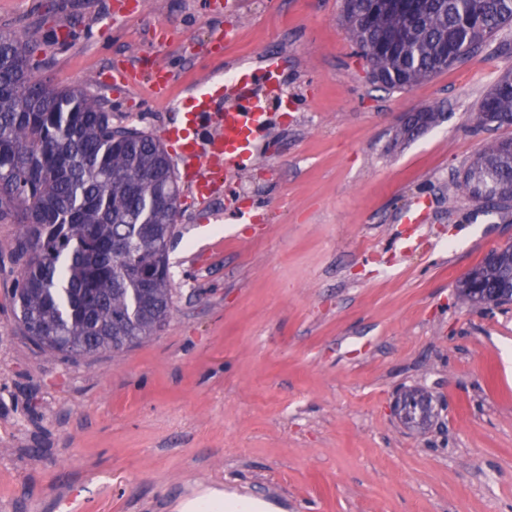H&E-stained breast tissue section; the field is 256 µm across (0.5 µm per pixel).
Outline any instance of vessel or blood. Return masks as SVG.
<instances>
[{"mask_svg":"<svg viewBox=\"0 0 512 512\" xmlns=\"http://www.w3.org/2000/svg\"><path fill=\"white\" fill-rule=\"evenodd\" d=\"M105 81L126 91L146 88L152 98L163 101L169 95L170 81L163 68L142 72L133 68L115 69ZM222 89L205 90L186 100L181 124L164 129L162 137L176 153L181 167L194 172L207 165L208 175L195 178L192 189L201 202L216 193L225 172L247 168L253 161L252 145L273 118L272 113L257 111L249 95H242L230 110L217 105Z\"/></svg>","mask_w":512,"mask_h":512,"instance_id":"1","label":"vessel or blood"}]
</instances>
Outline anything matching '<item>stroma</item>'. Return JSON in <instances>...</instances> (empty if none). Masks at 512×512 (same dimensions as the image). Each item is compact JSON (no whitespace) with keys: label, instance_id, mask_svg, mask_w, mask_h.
Wrapping results in <instances>:
<instances>
[{"label":"stroma","instance_id":"obj_1","mask_svg":"<svg viewBox=\"0 0 512 512\" xmlns=\"http://www.w3.org/2000/svg\"><path fill=\"white\" fill-rule=\"evenodd\" d=\"M0 0L50 86L103 96L161 134L231 56L278 62L288 110L260 138L251 192L182 188L171 316L119 352L34 346L11 307L17 227L0 224V512H176L222 490L269 512H512V304L456 282L512 239V212L449 195L486 141L482 99L512 70V27L406 90L372 84L342 0ZM169 27L166 40L154 35ZM161 66L171 96L114 93V64ZM435 123L399 137L411 114ZM420 388L427 429L392 406Z\"/></svg>","mask_w":512,"mask_h":512}]
</instances>
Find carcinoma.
Listing matches in <instances>:
<instances>
[{
	"label": "carcinoma",
	"instance_id": "1",
	"mask_svg": "<svg viewBox=\"0 0 512 512\" xmlns=\"http://www.w3.org/2000/svg\"><path fill=\"white\" fill-rule=\"evenodd\" d=\"M342 17L374 82L403 90L512 24V0H421L413 15L385 0H343ZM34 52L0 31V224L18 225L11 259L21 266L13 311L43 350L118 352L170 317L163 244L179 211L178 177L157 135L113 124L105 101L84 87L48 89L34 74ZM484 117L512 125L511 71L483 99ZM460 193L488 211L512 209V138L476 155L448 185ZM472 273L484 288H504L512 254Z\"/></svg>",
	"mask_w": 512,
	"mask_h": 512
}]
</instances>
